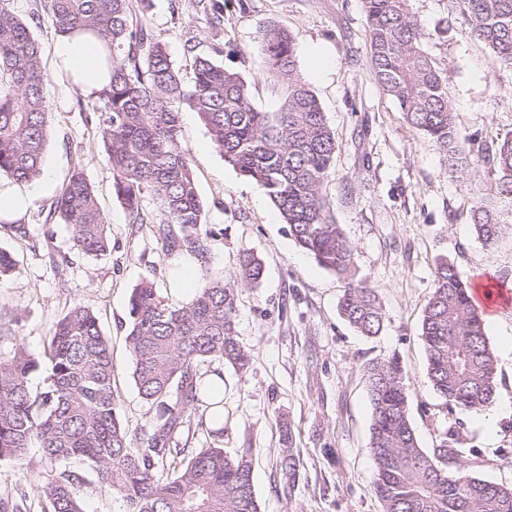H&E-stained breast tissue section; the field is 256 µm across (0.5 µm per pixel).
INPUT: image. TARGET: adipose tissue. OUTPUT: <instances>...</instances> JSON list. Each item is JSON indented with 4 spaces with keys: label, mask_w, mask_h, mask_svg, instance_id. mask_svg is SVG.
<instances>
[{
    "label": "adipose tissue",
    "mask_w": 512,
    "mask_h": 512,
    "mask_svg": "<svg viewBox=\"0 0 512 512\" xmlns=\"http://www.w3.org/2000/svg\"><path fill=\"white\" fill-rule=\"evenodd\" d=\"M102 49L91 38L59 36L53 47L57 64L69 75L73 86L92 94L110 80V74L100 65Z\"/></svg>",
    "instance_id": "adipose-tissue-1"
}]
</instances>
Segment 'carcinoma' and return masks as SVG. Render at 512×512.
I'll use <instances>...</instances> for the list:
<instances>
[{
	"mask_svg": "<svg viewBox=\"0 0 512 512\" xmlns=\"http://www.w3.org/2000/svg\"><path fill=\"white\" fill-rule=\"evenodd\" d=\"M473 36L496 65L512 68V0H455ZM370 65L382 90L407 122L448 157V169H484L493 196L508 205L476 203L477 238L490 245L499 225L512 222V136L474 149L460 136L448 91L423 49L428 38L409 0H363ZM48 17L60 34H89L108 51L112 76L99 92L105 103L103 139L116 198L135 224H177L182 236L164 233L171 248H196L204 204L190 153L181 141L186 105L206 126L212 144L238 173L254 182L279 210L296 243L344 283L342 317L364 336L384 328L385 312L372 288L356 278L354 250L336 223L323 191L336 143L322 106L296 67V42L268 24L261 47L288 94L276 112L256 109L246 80L209 58L194 61L185 86L167 46L144 24L133 23L130 0H48ZM42 51L28 27L0 0V173L17 181L40 177L47 145L48 104ZM150 192L157 213L143 208ZM66 224L74 246L102 256L111 246L109 225L83 173L73 172L49 210ZM261 260L242 254L238 278L260 282ZM237 290L224 279L206 280L182 307L164 303L149 283L133 288L126 343L132 379L140 396L156 406L149 429L129 433L116 413L112 351L99 319L76 305L43 343L41 358L22 345L0 357V460L21 462L32 444L60 470L40 487L50 512H83L82 479L72 460L90 467L99 485L119 495L129 512H260L253 484L252 449L230 454L224 437V402L200 389L197 367L222 360L247 370L250 351L236 331ZM421 339L433 389L450 407L479 412L493 402L497 361L471 285L443 260L422 315ZM45 364V386L30 391L29 375ZM372 406L370 448L373 489L383 512H512V486L467 472L456 432L431 450L419 445L409 419L400 358L392 355L365 369ZM202 411L215 441L201 448L179 446L191 414ZM288 478L300 458L288 444L281 451Z\"/></svg>",
	"mask_w": 512,
	"mask_h": 512,
	"instance_id": "carcinoma-1",
	"label": "carcinoma"
}]
</instances>
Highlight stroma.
I'll return each instance as SVG.
<instances>
[{
    "label": "stroma",
    "instance_id": "obj_1",
    "mask_svg": "<svg viewBox=\"0 0 512 512\" xmlns=\"http://www.w3.org/2000/svg\"><path fill=\"white\" fill-rule=\"evenodd\" d=\"M410 8L429 33L424 50L447 85L462 137L483 144L512 135V69L493 64L453 0H410ZM10 9L43 49L50 112L43 173L52 185L27 184L33 192L21 216L27 236L0 223V247L17 261L16 274L0 281V306L19 317L13 335L0 337V357H9L19 338L40 353L69 308H90L110 339L116 411L131 432H142L155 409L140 398L131 377L129 296L148 280L165 304L185 305L191 294L179 289L178 276L189 267L196 283L218 277L238 293L236 330L251 364L241 373L216 360L200 371L224 377L223 447L253 449L260 512H382L372 487L365 367L393 353L405 368L410 420L421 447L434 448L456 430L471 450L469 473L512 484V305L486 320L499 380L493 403L481 412L448 407L434 392L420 339L441 260L453 262L473 287L492 281L512 289V223L502 225L493 245L477 239L471 209L489 195L490 184L479 168L449 172L442 150L406 122L378 85L362 0H132V14L166 44L183 78H191L195 57H211L244 77L252 103L264 112L279 109L287 85L265 60L261 32L273 23L294 36L297 71L336 140L323 189L354 249L359 277L374 288L386 313L385 330L374 338L361 336L340 316L342 281L296 244L262 191L210 147L190 108L181 111V138L205 205L197 251L167 250L156 225L132 223L112 190L102 102L71 88L59 70L52 55L58 34L44 0H10ZM313 50L327 63L319 75L309 67ZM76 169L95 190L110 226L112 249L98 258L77 253L67 225L45 221ZM246 251L264 264L256 287L235 277ZM287 440L301 458L292 480L280 467ZM48 468L35 447L22 462L0 461V501L22 502L21 512H47L39 488ZM71 468L83 478L84 512H128L83 463Z\"/></svg>",
    "mask_w": 512,
    "mask_h": 512
}]
</instances>
